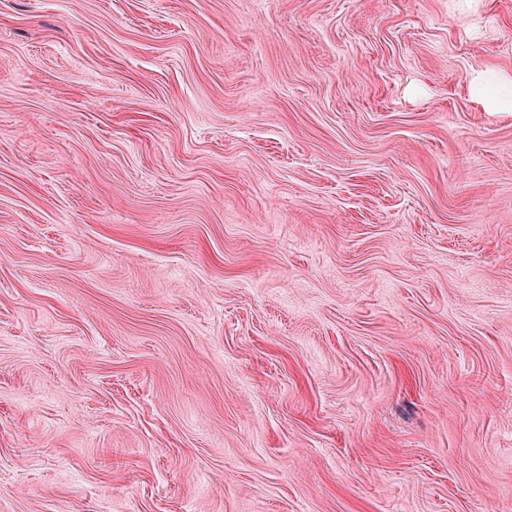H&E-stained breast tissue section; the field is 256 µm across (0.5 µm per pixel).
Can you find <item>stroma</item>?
Here are the masks:
<instances>
[{
    "instance_id": "35a3bbf8",
    "label": "stroma",
    "mask_w": 512,
    "mask_h": 512,
    "mask_svg": "<svg viewBox=\"0 0 512 512\" xmlns=\"http://www.w3.org/2000/svg\"><path fill=\"white\" fill-rule=\"evenodd\" d=\"M512 0H0V512H512ZM469 93L488 112H512V73L474 69L470 75Z\"/></svg>"
}]
</instances>
